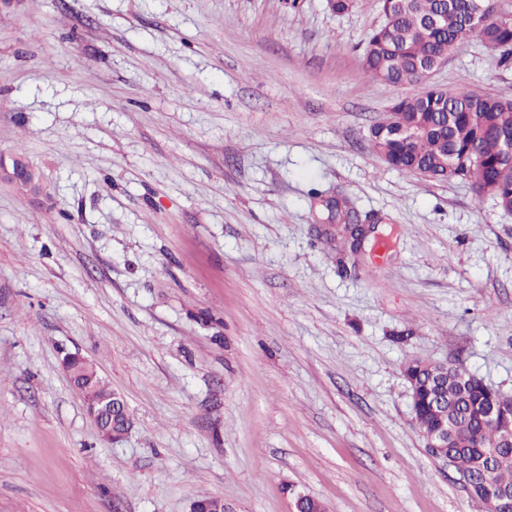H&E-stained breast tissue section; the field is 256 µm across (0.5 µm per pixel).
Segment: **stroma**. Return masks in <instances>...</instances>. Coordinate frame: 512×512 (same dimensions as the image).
I'll use <instances>...</instances> for the list:
<instances>
[{"label": "stroma", "mask_w": 512, "mask_h": 512, "mask_svg": "<svg viewBox=\"0 0 512 512\" xmlns=\"http://www.w3.org/2000/svg\"><path fill=\"white\" fill-rule=\"evenodd\" d=\"M381 0H17L0 8V512H484L412 420L409 360L512 396V213L391 169L407 87L362 72ZM512 100L469 40L433 77ZM389 236L340 248L328 200ZM135 426L101 440L62 367ZM11 163L7 164L4 154H0V180H4L15 187L27 189L28 194L38 195L41 193L37 188L32 177L16 164L13 158L10 159ZM69 374L75 388L82 394L87 407L99 403L101 400L112 398V411L118 410L131 422L132 418L123 397L113 392L105 378L98 372L95 367L87 364L83 360L74 359L69 363ZM127 432L121 434L126 435Z\"/></svg>", "instance_id": "35a3bbf8"}]
</instances>
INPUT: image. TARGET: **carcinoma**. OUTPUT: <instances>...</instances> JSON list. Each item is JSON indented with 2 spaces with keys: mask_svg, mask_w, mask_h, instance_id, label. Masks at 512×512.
<instances>
[{
  "mask_svg": "<svg viewBox=\"0 0 512 512\" xmlns=\"http://www.w3.org/2000/svg\"><path fill=\"white\" fill-rule=\"evenodd\" d=\"M383 21L363 47L365 72L374 81L417 86L427 66L445 62L472 36L485 47L512 44V15L499 14L496 0H382ZM415 123L412 136L374 127L369 142L384 162L399 172L470 182L474 192L492 196L499 206L512 203V160L504 147L512 142V101L465 87L432 86L392 105ZM433 364L412 361L405 373L427 380ZM75 388L87 405L112 398L98 370L80 359L69 363ZM481 378L459 366L448 367L441 392L448 409L422 401L415 405L414 424L429 435L445 418L453 421L457 447L448 449L460 471L472 468L474 456L497 442L501 424L482 411ZM489 484L512 488V452H501Z\"/></svg>",
  "mask_w": 512,
  "mask_h": 512,
  "instance_id": "carcinoma-1",
  "label": "carcinoma"
}]
</instances>
